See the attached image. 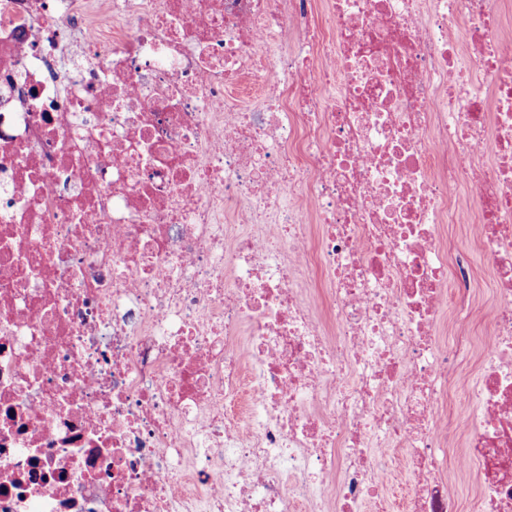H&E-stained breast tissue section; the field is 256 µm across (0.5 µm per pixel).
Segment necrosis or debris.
Instances as JSON below:
<instances>
[{
	"label": "necrosis or debris",
	"mask_w": 512,
	"mask_h": 512,
	"mask_svg": "<svg viewBox=\"0 0 512 512\" xmlns=\"http://www.w3.org/2000/svg\"><path fill=\"white\" fill-rule=\"evenodd\" d=\"M454 473L512 512L501 0H0V512H462ZM447 243L451 250L463 247L467 251L473 272L476 304L473 308L472 332L470 336L471 351L457 359V373L458 376H463L471 385H474L477 380L478 369V336H480L481 324L490 315L492 310L494 286L488 271L484 268L481 246L472 239L469 230L466 234H461L457 229L449 225Z\"/></svg>",
	"instance_id": "obj_1"
}]
</instances>
